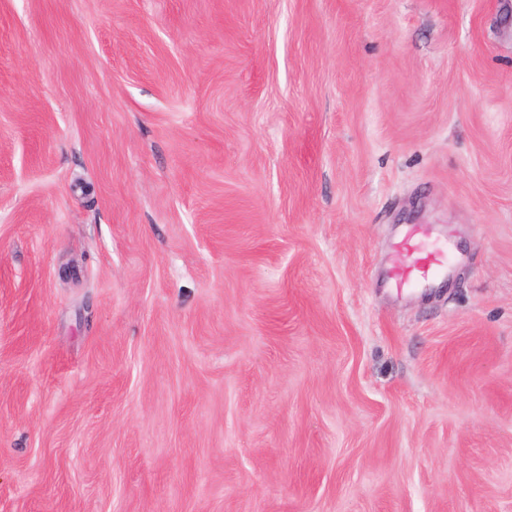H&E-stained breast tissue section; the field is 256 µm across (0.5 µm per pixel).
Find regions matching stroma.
I'll return each instance as SVG.
<instances>
[{"instance_id":"stroma-1","label":"stroma","mask_w":512,"mask_h":512,"mask_svg":"<svg viewBox=\"0 0 512 512\" xmlns=\"http://www.w3.org/2000/svg\"><path fill=\"white\" fill-rule=\"evenodd\" d=\"M0 512H512V0H0ZM445 267L444 256L423 255L412 264L401 260L394 266L392 275L399 285H409L439 275Z\"/></svg>"}]
</instances>
